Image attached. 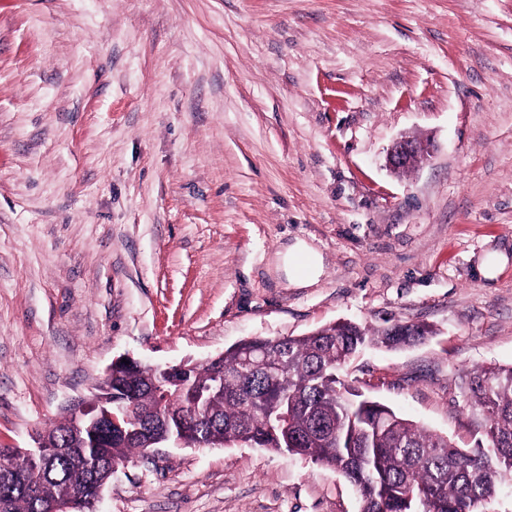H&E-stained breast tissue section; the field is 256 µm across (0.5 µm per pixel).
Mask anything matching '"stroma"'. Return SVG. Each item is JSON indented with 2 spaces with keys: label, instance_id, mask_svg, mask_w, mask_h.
Returning <instances> with one entry per match:
<instances>
[{
  "label": "stroma",
  "instance_id": "1",
  "mask_svg": "<svg viewBox=\"0 0 512 512\" xmlns=\"http://www.w3.org/2000/svg\"><path fill=\"white\" fill-rule=\"evenodd\" d=\"M433 157L398 176L401 135ZM323 274L290 286L295 240ZM499 250L508 263L485 277ZM420 322L351 385L471 448L469 372L512 364V0H14L0 7V448L105 368ZM100 512H359L250 443L119 467Z\"/></svg>",
  "mask_w": 512,
  "mask_h": 512
}]
</instances>
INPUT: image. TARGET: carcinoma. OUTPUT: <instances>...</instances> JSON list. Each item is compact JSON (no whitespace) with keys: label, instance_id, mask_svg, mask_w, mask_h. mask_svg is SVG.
<instances>
[{"label":"carcinoma","instance_id":"1","mask_svg":"<svg viewBox=\"0 0 512 512\" xmlns=\"http://www.w3.org/2000/svg\"><path fill=\"white\" fill-rule=\"evenodd\" d=\"M426 324L397 322L368 327L338 321L302 336L243 339L221 359L184 372L181 388L151 367L112 372V397L134 416L155 422L153 433L181 431L192 441L245 440L326 465L348 480L360 512H480L479 506L512 482V365L470 373V407L487 421L485 441L462 449L419 428L388 406L365 396L340 371L360 349H394L421 342ZM279 366L273 375L265 367ZM224 373V389L214 375ZM204 411L189 413L196 394ZM53 456L35 480L36 495L14 493L7 512H39L40 506L105 477L87 468L81 434L73 423L42 431ZM140 439L112 434V462L141 453Z\"/></svg>","mask_w":512,"mask_h":512}]
</instances>
